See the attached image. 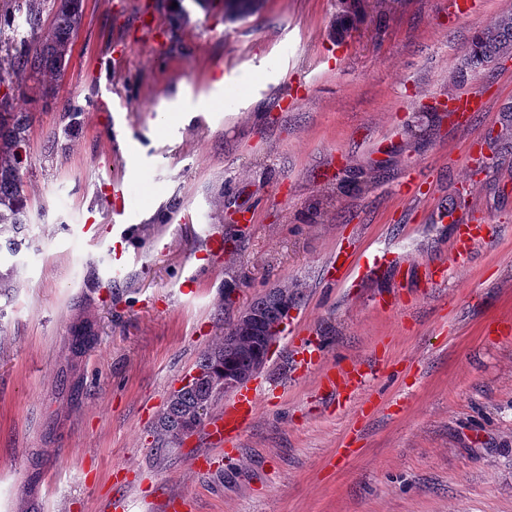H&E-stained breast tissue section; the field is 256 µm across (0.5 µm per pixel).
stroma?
I'll list each match as a JSON object with an SVG mask.
<instances>
[{
	"instance_id": "stroma-1",
	"label": "stroma",
	"mask_w": 512,
	"mask_h": 512,
	"mask_svg": "<svg viewBox=\"0 0 512 512\" xmlns=\"http://www.w3.org/2000/svg\"><path fill=\"white\" fill-rule=\"evenodd\" d=\"M139 3L84 0L61 92L94 104L72 131L57 108L31 110L38 90L17 100L33 116L30 222L17 254L0 235V512H112L117 495L127 512H512V148L483 173L461 160L500 126L512 56L458 73L512 0L455 22L448 0H362L343 32L338 0H257L232 19L193 6L175 45L167 10L143 19ZM241 83L229 109L201 106ZM467 92L486 109L457 127L440 105ZM410 177L429 193L401 197ZM103 181L139 190L106 198ZM461 193L494 228L425 289L450 245L434 214ZM212 236L225 250L207 252ZM349 246L414 271L335 285L326 267ZM295 280L258 412L221 469L201 429L154 450L170 394L228 321ZM301 337L371 367L381 404L358 428L318 372H295ZM349 435L358 454L338 462Z\"/></svg>"
}]
</instances>
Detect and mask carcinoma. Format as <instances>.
<instances>
[{
    "instance_id": "obj_1",
    "label": "carcinoma",
    "mask_w": 512,
    "mask_h": 512,
    "mask_svg": "<svg viewBox=\"0 0 512 512\" xmlns=\"http://www.w3.org/2000/svg\"><path fill=\"white\" fill-rule=\"evenodd\" d=\"M224 13L244 16L252 0H220ZM338 20L345 27L358 14L361 0H340ZM83 16L82 0H0V224L28 223V200L22 171L28 158L32 113L16 108L17 92L33 84L43 89L41 98L58 100L59 79L68 67L73 40ZM512 52V12L477 34L465 54L459 72L475 71ZM500 131L490 137V147L512 144V101L501 108ZM300 283L270 289L239 313L225 328L224 336L205 351L188 383L174 391L154 427L155 447L183 443L201 425L200 405H212L225 394L224 370L238 376V383L256 375L265 365L268 348L279 337V326L288 310L301 299Z\"/></svg>"
}]
</instances>
